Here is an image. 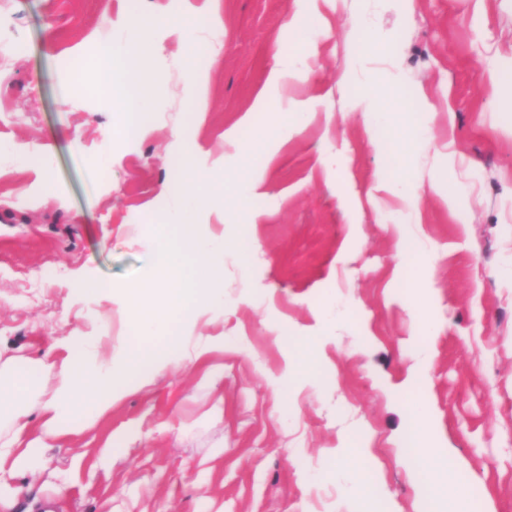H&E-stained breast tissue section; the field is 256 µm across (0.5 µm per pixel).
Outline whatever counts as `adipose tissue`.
I'll return each mask as SVG.
<instances>
[{"instance_id": "obj_1", "label": "adipose tissue", "mask_w": 512, "mask_h": 512, "mask_svg": "<svg viewBox=\"0 0 512 512\" xmlns=\"http://www.w3.org/2000/svg\"><path fill=\"white\" fill-rule=\"evenodd\" d=\"M117 22L127 33V42L121 54H114L111 46L98 45L97 57L105 69L123 71L126 87L123 91L127 110L128 128L137 135L151 132L152 126L146 120L142 94V64L146 58L162 49L164 42L177 45L186 64V79L196 89H204L209 80L208 69L196 63V45L191 38L190 28L184 22H172L152 13L125 12L119 14ZM274 63L268 70L263 86L257 91L250 112L244 113L235 125L226 128L223 134L226 145H236L241 127L251 122L256 112H286L296 116L305 114L310 104L306 101H289L284 94L287 79L309 81L313 74L311 67L301 66L298 58L282 48L273 51ZM356 108L370 114L371 122L365 125L368 142L376 149L394 145L401 160L414 157L419 149V132L405 127L394 129L392 122L401 110L396 93H378L371 83H364L354 99ZM172 137L177 145L179 188L177 198L192 200L198 216L219 214L222 221H233V211L217 212L215 202L220 196L255 195L265 182L264 170L252 171L247 183L227 177L219 182H210L209 189H202L207 180L208 167L202 163L186 131H174ZM208 181V180H207ZM196 243L201 252L211 257L208 277H201L181 249L182 243ZM237 241L232 237L213 240L202 237L201 226L184 223L171 227L166 223L155 226V249L153 263L168 271L164 283L144 280L134 285L114 287L112 294L133 314L130 336L124 348L112 354L107 362L95 366L76 363L72 356H64L53 362L49 372L55 380L51 397L41 404H34L31 395L37 389L35 376L17 377L12 373V361L0 362V373H11L10 384H0V414L6 416L8 432L0 438V469H20L30 463L29 451L37 445L28 436V419L31 410H38L41 416L42 436L57 438L64 434V415L73 405L86 400L92 401L91 418H98L111 410L123 399L133 384L131 377L139 373L142 363H150L154 369H164L170 362L173 337L167 336L170 323L183 320L202 312L208 304L218 300V293L212 291V282L222 277L221 255L235 249ZM453 448L441 449L434 445L424 446L418 458L417 475L425 492H433L449 482L448 464L454 458Z\"/></svg>"}]
</instances>
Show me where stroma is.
Here are the masks:
<instances>
[{
  "mask_svg": "<svg viewBox=\"0 0 512 512\" xmlns=\"http://www.w3.org/2000/svg\"><path fill=\"white\" fill-rule=\"evenodd\" d=\"M173 0H0V356L20 368L65 353L97 358L125 340L131 314L111 286L135 283L152 267L154 224L193 220L174 202L172 133L192 128L194 94L174 45L149 62L163 71L147 97L153 131L118 138L126 122L119 92L94 45L123 49L103 15H167ZM305 0H224V29H192L211 68L210 112L193 143L223 165L225 128L252 105L272 65L270 49L305 57L284 24ZM312 29L322 48L310 83L288 96L314 99L270 168L262 195L247 205L254 224L235 226L224 254L223 303L181 329L171 363L90 427L88 404L68 418L81 431L34 449L29 471H0V512H426L403 437L412 405L427 403L431 438L457 450L447 497L491 502L512 512V101L493 97L491 75L512 69V0H339ZM364 24L395 54L405 76L399 96H428L434 113L400 115L423 146L407 163L375 150L352 103ZM80 42L84 52L70 54ZM280 118L256 113L240 131L247 178ZM49 142L52 199L32 193L34 169L12 153ZM418 188L410 211L394 199L371 202L376 171ZM441 179L465 192L464 222L431 191ZM414 248L396 253V233ZM410 269L428 268L421 301ZM43 273L34 282L35 273ZM437 324L419 332V315ZM200 336L223 352L188 366ZM314 339V366L289 374L294 339ZM224 375L204 378L207 365ZM222 414H215V406ZM365 449L361 470L376 495L365 504L345 444Z\"/></svg>",
  "mask_w": 512,
  "mask_h": 512,
  "instance_id": "stroma-1",
  "label": "stroma"
}]
</instances>
